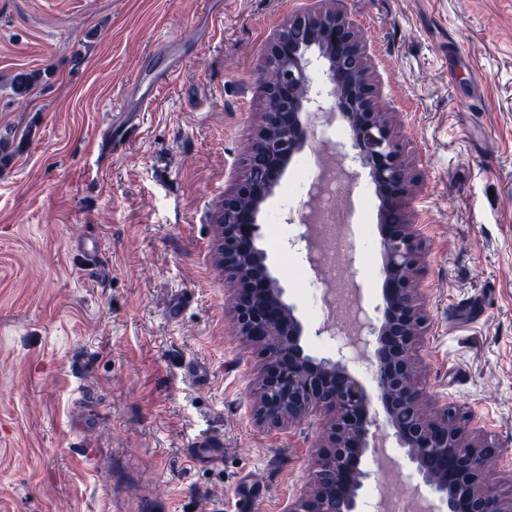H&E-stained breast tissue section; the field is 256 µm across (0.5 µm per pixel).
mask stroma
<instances>
[{
    "instance_id": "obj_1",
    "label": "stroma",
    "mask_w": 512,
    "mask_h": 512,
    "mask_svg": "<svg viewBox=\"0 0 512 512\" xmlns=\"http://www.w3.org/2000/svg\"><path fill=\"white\" fill-rule=\"evenodd\" d=\"M309 2L0 0V512H284L308 488L325 420L255 424L262 357L233 333L212 215L265 110L271 36ZM336 8L421 174L420 385L512 446V0ZM165 43L176 71L126 113ZM20 70L44 74L24 98L7 84ZM358 174L375 242L379 199ZM261 233L308 350L335 357L298 290L303 253ZM381 267L346 264L374 308ZM210 438L222 455L192 462Z\"/></svg>"
}]
</instances>
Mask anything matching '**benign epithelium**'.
<instances>
[{"label":"benign epithelium","mask_w":512,"mask_h":512,"mask_svg":"<svg viewBox=\"0 0 512 512\" xmlns=\"http://www.w3.org/2000/svg\"><path fill=\"white\" fill-rule=\"evenodd\" d=\"M326 61L331 101L313 88L311 53ZM367 66V45L356 26L336 9L305 7L274 33L258 82L266 103L250 143L246 173L224 195L214 220L217 264L236 284L232 297L237 334L258 347L264 365L257 382L253 419L269 429L300 424L315 412L328 419L310 487L285 512H358L365 482L376 472L366 460L379 458L386 441L371 431L379 405L400 447L415 466L433 512H512L489 467L509 453L502 444L475 438L472 418L446 404L428 413L417 385L416 351L430 326L420 288L426 242L411 200L419 183L384 117ZM338 116L350 131L353 162L369 169L380 200L385 277L383 306L366 316L360 344L372 366V391L339 358H318L303 346L305 327L285 289L258 247V214L294 156L318 127ZM442 461L448 470L431 463Z\"/></svg>","instance_id":"obj_1"}]
</instances>
